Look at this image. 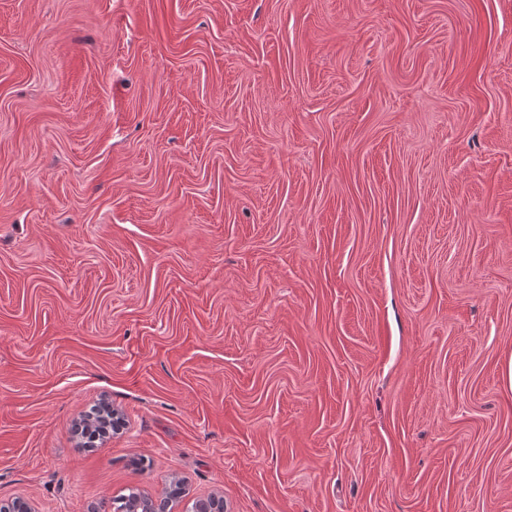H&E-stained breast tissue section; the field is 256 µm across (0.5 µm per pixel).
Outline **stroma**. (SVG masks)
<instances>
[{"mask_svg":"<svg viewBox=\"0 0 512 512\" xmlns=\"http://www.w3.org/2000/svg\"><path fill=\"white\" fill-rule=\"evenodd\" d=\"M511 361L512 0H0V505L512 512ZM148 496L141 493L137 488L128 489V494L113 498L107 507L110 510L104 512H146L144 511L145 502Z\"/></svg>","mask_w":512,"mask_h":512,"instance_id":"stroma-1","label":"stroma"}]
</instances>
